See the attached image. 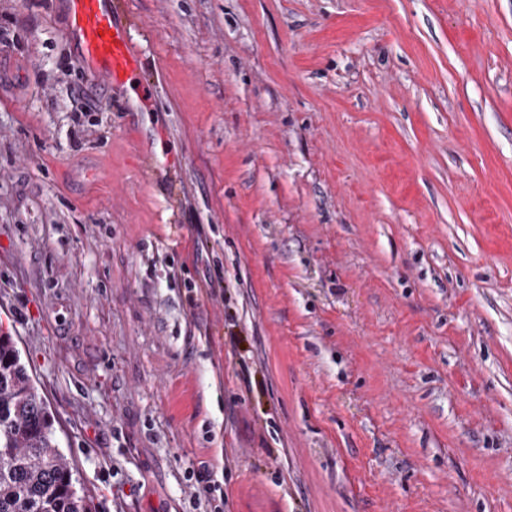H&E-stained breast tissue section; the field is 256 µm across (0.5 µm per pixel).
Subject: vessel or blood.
I'll return each instance as SVG.
<instances>
[{"instance_id":"b4317fda","label":"vessel or blood","mask_w":512,"mask_h":512,"mask_svg":"<svg viewBox=\"0 0 512 512\" xmlns=\"http://www.w3.org/2000/svg\"><path fill=\"white\" fill-rule=\"evenodd\" d=\"M66 37L76 40L89 61L93 79L112 85L132 80L136 58L112 0H66Z\"/></svg>"}]
</instances>
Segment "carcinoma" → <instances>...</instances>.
Here are the masks:
<instances>
[{
    "mask_svg": "<svg viewBox=\"0 0 512 512\" xmlns=\"http://www.w3.org/2000/svg\"><path fill=\"white\" fill-rule=\"evenodd\" d=\"M10 333H0V512H92Z\"/></svg>",
    "mask_w": 512,
    "mask_h": 512,
    "instance_id": "obj_1",
    "label": "carcinoma"
}]
</instances>
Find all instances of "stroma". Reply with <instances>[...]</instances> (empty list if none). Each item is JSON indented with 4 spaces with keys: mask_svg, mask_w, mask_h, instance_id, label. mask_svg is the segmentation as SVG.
Returning a JSON list of instances; mask_svg holds the SVG:
<instances>
[{
    "mask_svg": "<svg viewBox=\"0 0 512 512\" xmlns=\"http://www.w3.org/2000/svg\"><path fill=\"white\" fill-rule=\"evenodd\" d=\"M0 0V329L93 512H512V0ZM69 24L65 38L76 40L91 64L90 75L107 85L131 81L136 58L112 0H66ZM103 32L104 36H100ZM194 489H196L195 499H197L200 505L204 504L205 506L204 512H223L224 495L219 485L206 481V484L201 487H194ZM217 491L220 492L218 496L215 495Z\"/></svg>",
    "mask_w": 512,
    "mask_h": 512,
    "instance_id": "35a3bbf8",
    "label": "stroma"
}]
</instances>
